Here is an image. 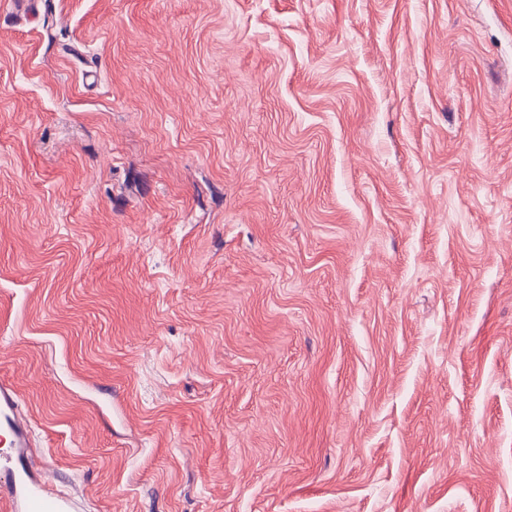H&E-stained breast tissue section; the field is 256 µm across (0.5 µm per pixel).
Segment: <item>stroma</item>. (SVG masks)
Instances as JSON below:
<instances>
[{
  "label": "stroma",
  "mask_w": 512,
  "mask_h": 512,
  "mask_svg": "<svg viewBox=\"0 0 512 512\" xmlns=\"http://www.w3.org/2000/svg\"><path fill=\"white\" fill-rule=\"evenodd\" d=\"M78 512H512V0H0V379Z\"/></svg>",
  "instance_id": "stroma-1"
}]
</instances>
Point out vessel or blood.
<instances>
[{"instance_id": "b4317fda", "label": "vessel or blood", "mask_w": 512, "mask_h": 512, "mask_svg": "<svg viewBox=\"0 0 512 512\" xmlns=\"http://www.w3.org/2000/svg\"><path fill=\"white\" fill-rule=\"evenodd\" d=\"M30 445L18 391L0 382V512H73L72 498L57 493L29 466Z\"/></svg>"}]
</instances>
